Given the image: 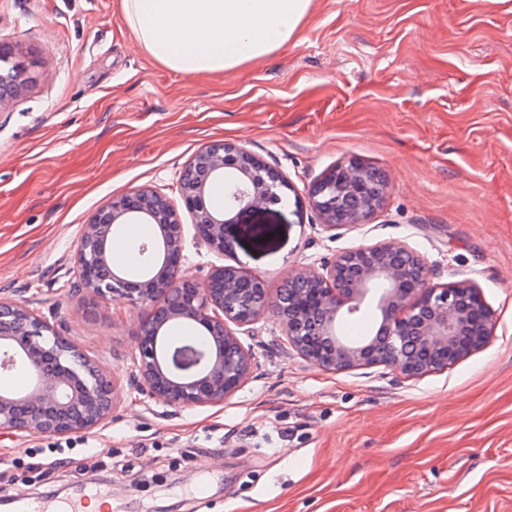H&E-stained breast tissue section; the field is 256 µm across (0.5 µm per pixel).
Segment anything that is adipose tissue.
<instances>
[{
  "mask_svg": "<svg viewBox=\"0 0 512 512\" xmlns=\"http://www.w3.org/2000/svg\"><path fill=\"white\" fill-rule=\"evenodd\" d=\"M312 0H121L142 49L186 74L221 73L273 53L297 33Z\"/></svg>",
  "mask_w": 512,
  "mask_h": 512,
  "instance_id": "ef3b65f1",
  "label": "adipose tissue"
}]
</instances>
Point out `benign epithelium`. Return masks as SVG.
Here are the masks:
<instances>
[{
	"label": "benign epithelium",
	"mask_w": 512,
	"mask_h": 512,
	"mask_svg": "<svg viewBox=\"0 0 512 512\" xmlns=\"http://www.w3.org/2000/svg\"><path fill=\"white\" fill-rule=\"evenodd\" d=\"M17 46L0 42V110L31 83L29 67L16 60ZM222 180L224 206L211 204L212 184ZM290 188L281 172L245 149L222 140L200 147L179 173L182 210L149 185L115 196L99 207L77 240L74 276L79 290L100 300L120 297L148 309L137 336L129 388L167 406L195 408L224 404L249 380L252 352L240 335L272 307L283 342L328 371L383 366L415 378L464 361L491 343L494 311L470 280L440 284L425 259L398 243L361 246L320 268L300 267L271 295L262 277L232 265L211 270L205 280L178 276L184 260L186 225L210 251L231 247L227 228L250 211L282 203ZM330 230L365 223L383 205L371 167L352 161L328 170L308 194ZM154 227L141 245L152 267L134 278L117 267L109 243L121 224ZM377 300L379 319L359 340L340 332L343 318L360 311L367 296ZM175 324L197 326L196 346L168 341ZM24 364L31 376L25 391L0 390V429L64 437L103 428L119 402L115 373L101 367L57 325L27 303L0 298V371Z\"/></svg>",
	"instance_id": "benign-epithelium-1"
}]
</instances>
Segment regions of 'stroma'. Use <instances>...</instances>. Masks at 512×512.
<instances>
[{"instance_id": "stroma-1", "label": "stroma", "mask_w": 512, "mask_h": 512, "mask_svg": "<svg viewBox=\"0 0 512 512\" xmlns=\"http://www.w3.org/2000/svg\"><path fill=\"white\" fill-rule=\"evenodd\" d=\"M120 0H0V40L34 81L0 111V296L29 303L125 373L145 310L76 291L95 210L150 185L180 205L179 172L213 140L243 146L291 189L232 226L224 254L185 234L179 274L233 265L270 292L300 266L384 242L433 280L475 282L490 345L403 379L319 369L280 345L266 312L252 379L218 406L134 392L74 463L48 437L0 430V497L110 512H512V0H312L297 35L224 74L148 55ZM359 160L388 177L359 226H321L307 193Z\"/></svg>"}]
</instances>
